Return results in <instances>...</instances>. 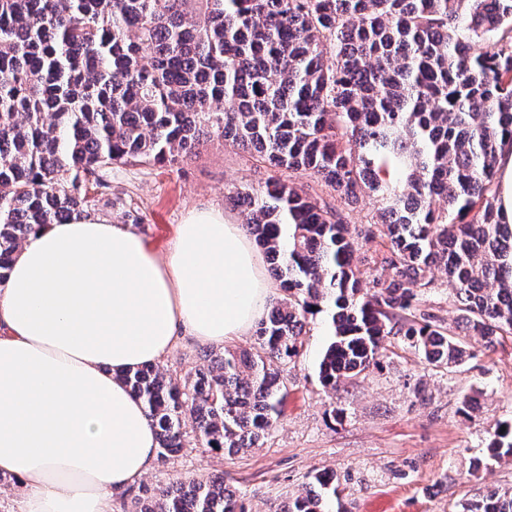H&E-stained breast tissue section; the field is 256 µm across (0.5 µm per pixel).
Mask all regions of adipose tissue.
<instances>
[{"label":"adipose tissue","mask_w":512,"mask_h":512,"mask_svg":"<svg viewBox=\"0 0 512 512\" xmlns=\"http://www.w3.org/2000/svg\"><path fill=\"white\" fill-rule=\"evenodd\" d=\"M273 291L262 255L218 210L187 212L166 256L129 224L81 213L36 228L0 284V475L20 512H113L157 440L120 380L180 335H244Z\"/></svg>","instance_id":"1"}]
</instances>
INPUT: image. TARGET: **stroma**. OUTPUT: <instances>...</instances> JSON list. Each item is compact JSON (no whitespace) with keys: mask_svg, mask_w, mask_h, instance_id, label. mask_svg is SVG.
<instances>
[{"mask_svg":"<svg viewBox=\"0 0 512 512\" xmlns=\"http://www.w3.org/2000/svg\"><path fill=\"white\" fill-rule=\"evenodd\" d=\"M288 177L215 139L171 165H114L90 211L133 225L162 256L189 210L216 208L242 225L246 212L227 199L228 190L259 189ZM329 323L326 312L310 321L303 352L283 372L288 395L282 414L260 447L233 457L195 448L156 462L144 483L221 473L250 512H276L303 492L312 474L324 471L334 475L353 512H460L475 489L512 488V457H491L486 448L498 423L512 420V337L490 350L469 337V359L435 368L393 336L382 368L328 393L316 363ZM217 350L187 337L163 366L182 376ZM468 396L477 402L465 416L459 407ZM332 409L341 411V420L329 417Z\"/></svg>","mask_w":512,"mask_h":512,"instance_id":"1","label":"stroma"}]
</instances>
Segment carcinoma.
Wrapping results in <instances>:
<instances>
[{"label":"carcinoma","instance_id":"obj_1","mask_svg":"<svg viewBox=\"0 0 512 512\" xmlns=\"http://www.w3.org/2000/svg\"><path fill=\"white\" fill-rule=\"evenodd\" d=\"M0 0V283L36 226L65 221L118 163L173 164L219 138L306 175L344 203L368 192L377 220L292 183L231 190L284 297L255 346L178 378L123 376L155 429L158 458L193 443L234 456L281 416L282 366L310 317L331 314L318 365L328 392L380 364L399 336L429 365L512 335V225L496 164L512 145V0ZM486 43L490 49L471 51ZM381 249L355 259L358 239ZM440 270L458 329L420 310ZM512 456V422L490 438ZM123 512H245L224 475L128 488ZM463 512H512L487 488ZM279 512H350L317 473Z\"/></svg>","mask_w":512,"mask_h":512}]
</instances>
